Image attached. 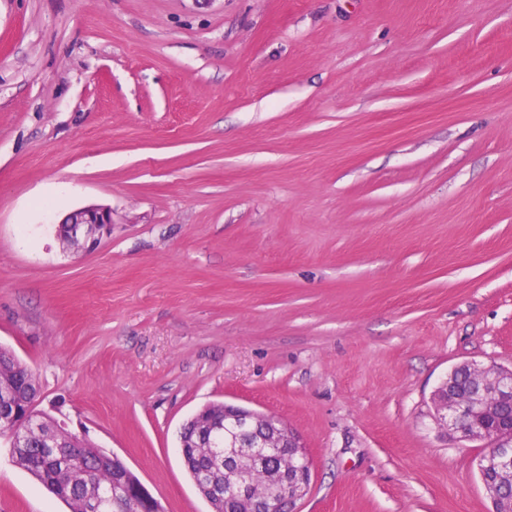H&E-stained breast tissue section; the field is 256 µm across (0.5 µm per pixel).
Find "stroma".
Returning <instances> with one entry per match:
<instances>
[{
	"label": "stroma",
	"mask_w": 512,
	"mask_h": 512,
	"mask_svg": "<svg viewBox=\"0 0 512 512\" xmlns=\"http://www.w3.org/2000/svg\"><path fill=\"white\" fill-rule=\"evenodd\" d=\"M0 346L164 512L214 402L298 512H489L432 394L512 369V0H0ZM0 512L67 508L0 445ZM112 211L106 207L90 206L72 213L59 226V235L66 241L76 237L82 249H93L104 236L112 234ZM223 404V419L198 433L194 448H198L210 463L209 471L201 476L198 486L215 500H223L233 494L238 500H249L267 508L266 512H298L297 503L307 494L311 483L310 463L300 433L282 419L271 424L269 414ZM227 425L238 433L236 448L239 453L234 458H227L224 454V427ZM218 434L222 443L217 441ZM268 456L299 461L300 468L288 465V469H281L274 478V471L286 461L269 459L264 462ZM245 461L255 465L247 468L252 482L270 484L274 478L273 484L270 487L250 484L247 473L242 470ZM259 463L262 464L256 465ZM218 471L224 473V485L211 477Z\"/></svg>",
	"instance_id": "1"
}]
</instances>
